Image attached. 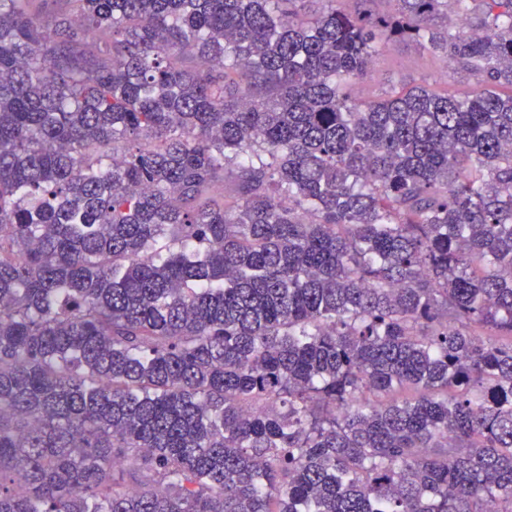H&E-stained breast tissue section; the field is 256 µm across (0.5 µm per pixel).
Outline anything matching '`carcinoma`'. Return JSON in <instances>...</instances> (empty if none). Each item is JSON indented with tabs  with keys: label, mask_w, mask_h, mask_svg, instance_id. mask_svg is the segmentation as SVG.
Returning a JSON list of instances; mask_svg holds the SVG:
<instances>
[{
	"label": "carcinoma",
	"mask_w": 512,
	"mask_h": 512,
	"mask_svg": "<svg viewBox=\"0 0 512 512\" xmlns=\"http://www.w3.org/2000/svg\"><path fill=\"white\" fill-rule=\"evenodd\" d=\"M0 0V512H512V0ZM473 82L363 98L389 42Z\"/></svg>",
	"instance_id": "obj_1"
}]
</instances>
